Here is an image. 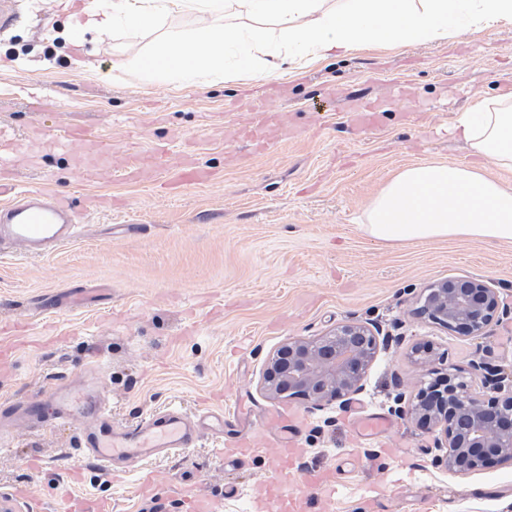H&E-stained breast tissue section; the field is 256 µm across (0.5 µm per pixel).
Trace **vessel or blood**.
Returning <instances> with one entry per match:
<instances>
[{"label":"vessel or blood","mask_w":512,"mask_h":512,"mask_svg":"<svg viewBox=\"0 0 512 512\" xmlns=\"http://www.w3.org/2000/svg\"><path fill=\"white\" fill-rule=\"evenodd\" d=\"M250 119L238 130L236 140L253 151L267 150L274 138L287 135L288 115L267 108L265 96L250 102ZM385 105L379 101L357 99L352 122L361 130L372 131L379 125ZM93 141L94 161L77 164L76 170L85 181L102 176L101 166L112 159V142L93 139L79 127L64 129L53 136L49 147L67 153L70 144ZM121 170L134 178L180 188L211 179L210 170L196 163H185L179 171H171L166 155L148 146L128 152ZM77 215L70 200L58 190L43 188L20 190L0 177V255L43 256L57 251L74 240ZM40 406L14 408V415L27 421H40L42 407H49L54 419L80 422V453L117 478L132 471L142 461L197 446L205 437L219 439L218 456L225 463L238 464L254 456L266 444H274L280 457L288 463L286 480L293 484V498L300 504L317 499L331 504L336 494V471L324 465L298 468L302 454L301 436L305 424L299 413L279 408L267 410L248 432L225 436L224 428L232 424L224 409L206 408L191 415L175 405H167L124 424L112 420V407L105 394L90 384L58 373L46 378L40 386Z\"/></svg>","instance_id":"1"}]
</instances>
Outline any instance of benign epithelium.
Instances as JSON below:
<instances>
[{
    "label": "benign epithelium",
    "mask_w": 512,
    "mask_h": 512,
    "mask_svg": "<svg viewBox=\"0 0 512 512\" xmlns=\"http://www.w3.org/2000/svg\"><path fill=\"white\" fill-rule=\"evenodd\" d=\"M419 313L433 324L462 336H483L505 313L497 289L480 278L445 279L429 285L418 298ZM379 337L366 325L339 324L316 340L294 339L269 357L264 389L272 399L298 397L317 406L329 405L363 387L366 371L376 357ZM421 387L404 413L422 429L436 433L438 462L456 474L512 461V376L503 374L486 357L470 361L468 371L479 379L473 391L450 367L442 373L430 358H422Z\"/></svg>",
    "instance_id": "obj_1"
}]
</instances>
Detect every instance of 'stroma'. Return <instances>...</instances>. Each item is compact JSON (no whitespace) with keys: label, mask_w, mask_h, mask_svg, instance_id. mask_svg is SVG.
<instances>
[{"label":"stroma","mask_w":512,"mask_h":512,"mask_svg":"<svg viewBox=\"0 0 512 512\" xmlns=\"http://www.w3.org/2000/svg\"><path fill=\"white\" fill-rule=\"evenodd\" d=\"M198 24L188 11L129 37L114 15L111 33L101 36L72 0H18L14 25L0 32V120L27 138L11 175L24 189L67 192L85 217L76 240L53 255L0 259V323L26 334L0 370V424L13 427L0 452V504L52 512L76 487L112 512H182L168 488L175 476L203 488L213 512H281L289 485L277 449L228 471L214 441L204 439L147 462L157 488L146 496L137 474L115 482L82 467L77 425L35 429L10 409L34 402L47 374L77 378L96 366L119 423L170 403L193 411L239 395L255 418L275 405L262 376L279 346L359 322L376 328L380 346L356 399L364 415L393 423V454L377 459L372 445L353 448L347 400L323 407L284 400L308 419L302 465L336 466L329 512H358L359 496L373 486L375 512H512V463L448 472L434 462L433 435L394 402L417 389L420 370L409 352L418 343L462 368L484 350L512 371L505 342L512 246L456 240L382 247L356 227L370 196L402 166L473 162L448 130L474 101L512 92V24L469 28L445 43L371 44L290 75L270 105L309 136L275 143L242 165L226 161L224 144L252 85L215 75L177 89L112 77L114 61L148 58L162 40ZM399 84L406 96L377 131L354 140L342 130L345 94L380 101ZM32 90L43 111L30 108ZM70 125L111 139L117 155L143 142L172 156L192 154L222 178L177 196L118 173L79 182L44 140ZM116 224L138 230L121 237L112 232ZM457 277L487 278L498 288L508 313L487 335L462 337L417 317L421 290ZM67 291L83 293L89 307H43L46 296Z\"/></svg>","instance_id":"obj_1"}]
</instances>
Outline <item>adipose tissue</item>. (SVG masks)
I'll use <instances>...</instances> for the list:
<instances>
[{
    "mask_svg": "<svg viewBox=\"0 0 512 512\" xmlns=\"http://www.w3.org/2000/svg\"><path fill=\"white\" fill-rule=\"evenodd\" d=\"M272 26L248 32L227 23L202 22L192 36L173 42L154 57L118 62L120 75L145 83H190L208 72L257 82L270 78V56L304 68L332 52L371 42L393 45L445 42L461 24L488 28L512 24V0H234ZM198 0H113L130 30L154 25L172 10H196ZM239 68H224L226 58ZM477 165L430 161L398 170L369 199L358 230L378 244L400 246L467 239L512 245V186L491 170L512 171V93L476 103L456 126Z\"/></svg>",
    "mask_w": 512,
    "mask_h": 512,
    "instance_id": "obj_1",
    "label": "adipose tissue"
}]
</instances>
